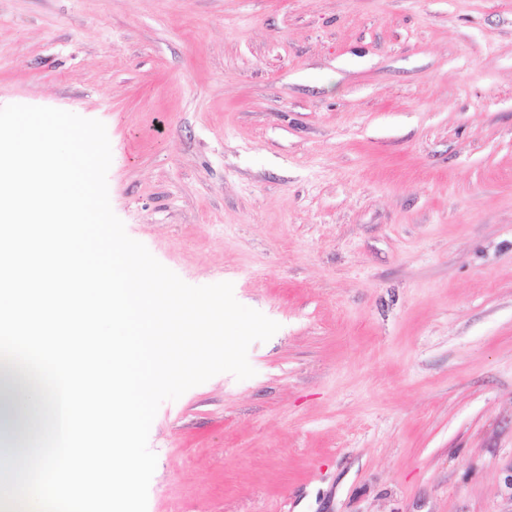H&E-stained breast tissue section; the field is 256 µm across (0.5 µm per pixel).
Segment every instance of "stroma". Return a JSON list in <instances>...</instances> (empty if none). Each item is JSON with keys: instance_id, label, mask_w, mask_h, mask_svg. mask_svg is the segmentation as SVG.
<instances>
[{"instance_id": "obj_1", "label": "stroma", "mask_w": 512, "mask_h": 512, "mask_svg": "<svg viewBox=\"0 0 512 512\" xmlns=\"http://www.w3.org/2000/svg\"><path fill=\"white\" fill-rule=\"evenodd\" d=\"M280 328L161 404L148 512H512V0H0V107Z\"/></svg>"}]
</instances>
